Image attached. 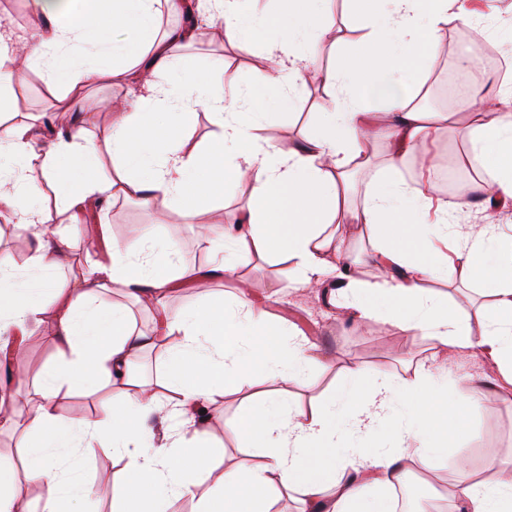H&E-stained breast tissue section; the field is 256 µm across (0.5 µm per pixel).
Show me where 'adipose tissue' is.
Returning a JSON list of instances; mask_svg holds the SVG:
<instances>
[{
  "label": "adipose tissue",
  "instance_id": "ef3b65f1",
  "mask_svg": "<svg viewBox=\"0 0 512 512\" xmlns=\"http://www.w3.org/2000/svg\"><path fill=\"white\" fill-rule=\"evenodd\" d=\"M42 26L17 32L0 27V106L10 98L23 68L45 62L49 85L60 91L58 107L73 111L84 89L124 79L137 67L140 92L112 109L106 140L113 172H100L95 142L84 131L68 129L49 140L37 138L24 121L0 126V216L38 238L26 272L0 258V353L13 333L31 334L52 294L62 305L54 314L59 345L56 361L34 391L0 397V422L24 417L28 443L22 450L24 475L0 463V512H31L25 483L42 489L40 512H75L93 496L78 477H65L57 464L61 450L79 453L109 436L112 452L126 458L127 476L117 512H168L171 499L194 497L197 474L211 471L223 449L202 430L185 435L207 403L265 380L288 384L321 365L308 340H282V328L269 324L246 290L233 307L216 300L210 310H162L151 331L135 330L125 308L112 304L109 290L140 299L165 297L177 282L194 284L228 278L251 257L276 255L291 262L296 284L329 286L333 304L369 321L386 317L402 331L433 340L450 364L476 354L497 368L496 383L473 375L455 385L438 367L424 369L413 382L394 384L374 377L362 386V370L322 406H292L286 392L249 403L236 433L258 448L259 463L225 470L218 493L200 501L198 512H267L268 493L301 492L306 512H391L388 490L402 485L410 465L433 469L447 454L448 441L463 427L458 410L491 408L494 384L512 386V234L490 224L470 225L459 233L457 216L473 201L512 210V80H502L496 95H471L473 109L458 130L468 158L485 178L466 184L432 208L434 183L412 182L398 173L408 155L424 150L433 114L414 98L442 37L467 26L478 14L477 0H348L356 21L354 48L321 72L332 96L320 114L317 131L284 151L261 135L264 113L294 105L293 93L315 63L328 30L331 0H287L273 18L278 38L270 63L254 74L267 92L261 106L251 95L223 93L215 83L224 73L216 61L210 74H179V51L198 29L157 31L160 0H35ZM214 16L229 44H244L265 21L245 13L240 0H213ZM131 33L114 41L108 30ZM80 42L94 63L75 68L63 46ZM100 56L118 59L115 67L97 64ZM204 107L219 127L217 144L186 149L183 133ZM389 141L392 150L360 204L348 202L353 172L370 167L371 139ZM71 180L65 201L70 223L85 206L127 198H160L196 215L219 187L248 183L250 202L233 215L224 245L208 268L180 260L175 243L145 235L113 242L112 266L86 267L71 287L55 286L54 271L68 257V243L48 236L49 213L31 207L43 182ZM369 230L371 265L386 269L381 278L360 279L351 272L348 243L337 227ZM458 240L453 261L435 258L438 240ZM475 276L493 296L497 316L485 318L480 334L435 296L427 281L450 282ZM163 350L165 376L157 387L136 381L133 370L150 347ZM123 387L105 420L63 422L55 400L64 386L84 378ZM404 420L392 421L394 410ZM168 421L155 435L146 417ZM382 433L385 447L370 450L365 440ZM452 494L461 512H512V464L501 465L495 481L475 476L467 458L457 461Z\"/></svg>",
  "mask_w": 512,
  "mask_h": 512
}]
</instances>
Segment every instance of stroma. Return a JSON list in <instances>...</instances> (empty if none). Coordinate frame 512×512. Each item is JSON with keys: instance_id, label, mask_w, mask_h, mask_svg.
Returning a JSON list of instances; mask_svg holds the SVG:
<instances>
[{"instance_id": "obj_1", "label": "stroma", "mask_w": 512, "mask_h": 512, "mask_svg": "<svg viewBox=\"0 0 512 512\" xmlns=\"http://www.w3.org/2000/svg\"><path fill=\"white\" fill-rule=\"evenodd\" d=\"M326 23L330 45L307 72L304 85L297 88L294 108L277 111L263 122V136L281 148L301 142L317 126L319 114L330 97L320 72L335 62L337 50L347 46L355 36L354 21L344 0H334ZM275 37V30L270 28L260 32L252 44L233 46L214 27L208 29L205 38L182 48L181 66L188 73L206 74L215 59H223L228 75L244 90L251 87L256 69L266 65L268 46ZM137 92V83L132 79L99 83L85 92L81 111L71 113L70 120L75 127L84 129L88 137L103 142L112 126V100L131 97ZM56 104L57 92L49 86L44 69L32 66L16 82L9 109L49 134L55 123ZM460 106L457 100L434 104V111L452 113L453 119L447 129L430 141L429 147L456 157L458 172L469 180L477 172L468 162L467 144L456 133L465 121ZM249 201L250 188L242 183L217 194L198 219L160 199L145 202L122 198L103 203L95 220L65 225L70 240L69 259L55 270L54 279L58 287H69L80 266L110 264L108 246L112 241L135 239L146 231L175 242L185 262L194 264L201 258L211 259L214 244L212 240L199 238L198 222L222 226L232 214L245 209ZM291 277L290 262L255 257L240 268L236 278L216 279L202 288L176 285L167 297V308L178 311L205 307L218 297L229 302L240 286H247L253 300L265 306L274 324L287 326L296 337L315 341L321 348L324 355L321 366L312 368L302 382L288 387L290 402L305 409L319 405L337 391L345 382L347 368L352 366L369 373L379 370L401 381L413 379L421 364H434L440 366L448 381L458 378L455 368L444 365V355L435 342L402 332L383 318L355 324L344 318L342 310L332 305L324 292L291 287ZM432 288L447 295L459 313L468 317L473 333L481 332L483 317L496 312L493 299L474 277L460 278L450 285L436 282ZM55 306L54 298L46 297L40 328L25 338L16 356L27 368V384L39 383L55 357ZM248 395L245 389L232 391L208 407L209 422L205 430L213 442L223 446L222 465L226 468L258 460L255 449L247 447L229 429ZM56 412L66 421L101 418L105 413L103 394L94 384L63 388L56 399ZM462 454L467 456L472 471L486 480L495 478L499 465L512 462V393L497 398L492 410L470 414L462 432L449 441L447 456L433 470L430 480L436 489H443L453 481L456 461ZM124 467V461L113 456L110 448L99 446L90 452L82 473L95 486L96 512H113L120 496Z\"/></svg>"}]
</instances>
